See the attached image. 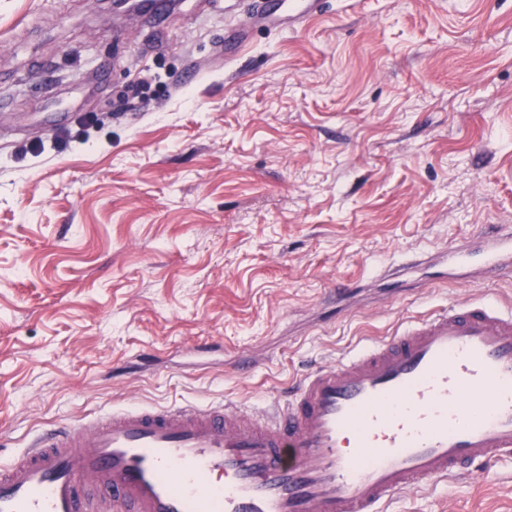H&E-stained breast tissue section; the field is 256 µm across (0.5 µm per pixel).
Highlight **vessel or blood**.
<instances>
[{
	"instance_id": "obj_1",
	"label": "vessel or blood",
	"mask_w": 512,
	"mask_h": 512,
	"mask_svg": "<svg viewBox=\"0 0 512 512\" xmlns=\"http://www.w3.org/2000/svg\"><path fill=\"white\" fill-rule=\"evenodd\" d=\"M322 0H260L224 27L234 57L254 27L289 31ZM512 273V229L460 243ZM512 460V305L488 298L400 326L320 365L253 417L232 404L116 410L39 432L0 462V512H386L401 493Z\"/></svg>"
}]
</instances>
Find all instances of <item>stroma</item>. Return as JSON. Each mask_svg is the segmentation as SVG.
I'll use <instances>...</instances> for the list:
<instances>
[{"label": "stroma", "instance_id": "obj_1", "mask_svg": "<svg viewBox=\"0 0 512 512\" xmlns=\"http://www.w3.org/2000/svg\"><path fill=\"white\" fill-rule=\"evenodd\" d=\"M252 7L0 0V460L115 409L250 415L432 310L512 301L445 260L512 226V0H323L225 63ZM391 509L512 512V462Z\"/></svg>", "mask_w": 512, "mask_h": 512}]
</instances>
